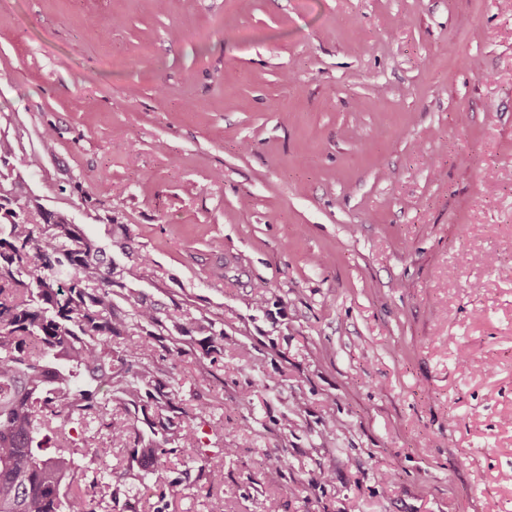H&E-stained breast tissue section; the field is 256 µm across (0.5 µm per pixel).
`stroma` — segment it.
<instances>
[{"label":"stroma","mask_w":512,"mask_h":512,"mask_svg":"<svg viewBox=\"0 0 512 512\" xmlns=\"http://www.w3.org/2000/svg\"><path fill=\"white\" fill-rule=\"evenodd\" d=\"M0 134L224 325L168 512H512V0H0Z\"/></svg>","instance_id":"35a3bbf8"}]
</instances>
